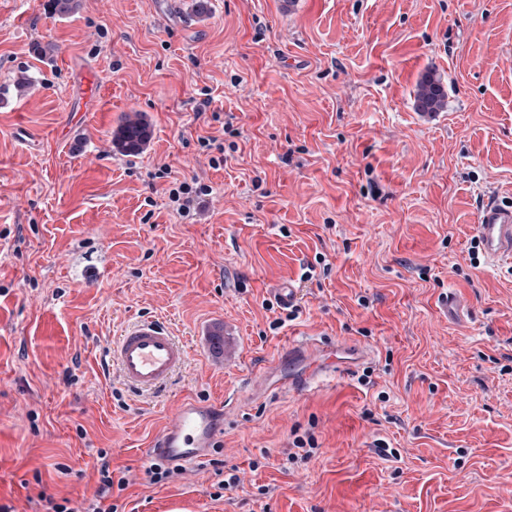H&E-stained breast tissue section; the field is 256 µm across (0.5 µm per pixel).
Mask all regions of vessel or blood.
Segmentation results:
<instances>
[{
	"mask_svg": "<svg viewBox=\"0 0 512 512\" xmlns=\"http://www.w3.org/2000/svg\"><path fill=\"white\" fill-rule=\"evenodd\" d=\"M476 232L483 255L490 265L512 262V205L486 199L477 212ZM118 376L132 393L163 392L187 361L189 350L172 332L153 319L127 326L109 348ZM370 347L345 339L328 344L308 338L288 350L289 360L304 367V387L317 385L323 377L343 367L370 360ZM219 416L211 404L183 401L169 413L154 442L153 454L182 465H191L220 442Z\"/></svg>",
	"mask_w": 512,
	"mask_h": 512,
	"instance_id": "vessel-or-blood-1",
	"label": "vessel or blood"
}]
</instances>
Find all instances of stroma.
<instances>
[{"instance_id":"stroma-1","label":"stroma","mask_w":512,"mask_h":512,"mask_svg":"<svg viewBox=\"0 0 512 512\" xmlns=\"http://www.w3.org/2000/svg\"><path fill=\"white\" fill-rule=\"evenodd\" d=\"M88 66L100 93L80 116ZM429 70L448 105L426 122ZM137 112L152 139L119 154ZM195 180L211 193L179 216L168 191ZM488 197L512 204V0H79L67 17L0 0V504L82 506L103 449L131 480L124 512H512V265L471 256ZM451 289L471 305L456 323ZM144 317L190 349L153 398L106 353ZM307 336L375 356L293 393ZM185 398L231 401L220 457L242 489L214 498L197 463L147 483ZM297 435L309 459L287 458ZM443 81L433 71L427 72L418 81L415 90V107L418 115L426 121L439 117L445 106Z\"/></svg>"}]
</instances>
